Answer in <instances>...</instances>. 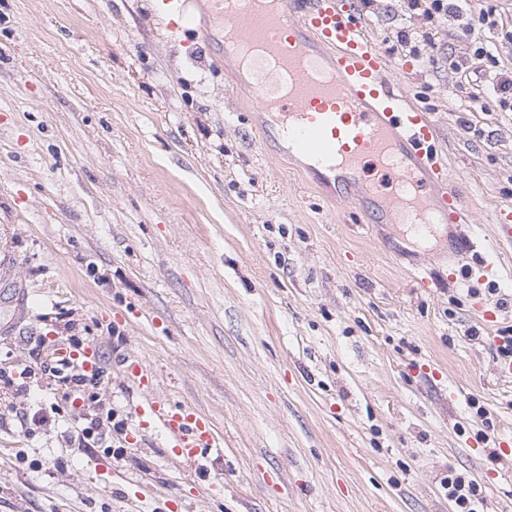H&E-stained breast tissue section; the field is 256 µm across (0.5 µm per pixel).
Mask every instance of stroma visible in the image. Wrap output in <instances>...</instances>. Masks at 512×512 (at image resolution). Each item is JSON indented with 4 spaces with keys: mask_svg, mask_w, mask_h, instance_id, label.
I'll use <instances>...</instances> for the list:
<instances>
[{
    "mask_svg": "<svg viewBox=\"0 0 512 512\" xmlns=\"http://www.w3.org/2000/svg\"><path fill=\"white\" fill-rule=\"evenodd\" d=\"M156 7L0 0V512H453L451 472L512 512V280H449L435 244L321 188L234 93L236 66L214 70L215 43ZM361 8L474 211L449 239L491 236L512 209V49L471 104L450 65L468 9ZM75 339L100 350L85 406L44 372ZM131 353L223 456L193 464L134 429ZM53 404L59 421L21 428ZM107 410L111 453L70 441Z\"/></svg>",
    "mask_w": 512,
    "mask_h": 512,
    "instance_id": "stroma-1",
    "label": "stroma"
}]
</instances>
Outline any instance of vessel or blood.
Returning <instances> with one entry per match:
<instances>
[{"instance_id": "obj_1", "label": "vessel or blood", "mask_w": 512, "mask_h": 512, "mask_svg": "<svg viewBox=\"0 0 512 512\" xmlns=\"http://www.w3.org/2000/svg\"><path fill=\"white\" fill-rule=\"evenodd\" d=\"M162 13L179 17L198 39L213 26L223 31L225 60L236 40L262 42L271 65L263 81L242 82V90L287 127L289 153L320 177L345 178L356 205L379 203L381 223L422 235L439 224L471 223L458 182L438 158L434 121L390 78L391 59L355 0H162ZM369 165L375 178L364 176ZM456 246L469 253L482 242L473 234ZM498 262L481 253L478 270L495 274ZM125 365L140 393L138 425L162 432L183 459L223 454L224 440L205 414L154 394V372L141 358Z\"/></svg>"}]
</instances>
